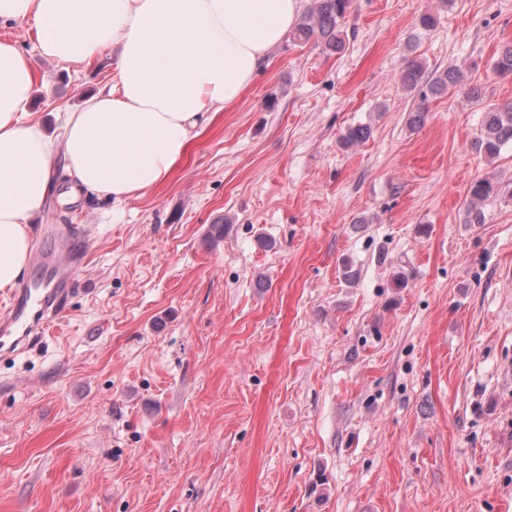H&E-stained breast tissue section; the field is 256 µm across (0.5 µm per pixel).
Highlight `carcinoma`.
<instances>
[{
    "label": "carcinoma",
    "mask_w": 512,
    "mask_h": 512,
    "mask_svg": "<svg viewBox=\"0 0 512 512\" xmlns=\"http://www.w3.org/2000/svg\"><path fill=\"white\" fill-rule=\"evenodd\" d=\"M315 8L302 14L293 28L291 39L300 44L323 43L332 51L339 52L344 47L341 22L350 6V0H314ZM495 74L512 75V44L501 48L494 60ZM425 70L418 62L407 65L400 76L404 88L413 90L424 81ZM459 71L450 66L428 81L432 94L441 95L460 86ZM372 134L368 125L351 126L340 138L344 147L367 141ZM512 146V103L494 111L487 112L484 128L480 136L473 142L474 149L490 158L499 157L503 148ZM503 193V187L494 178L486 176L473 181L468 189V207L473 223L482 220L481 206L488 200Z\"/></svg>",
    "instance_id": "1"
}]
</instances>
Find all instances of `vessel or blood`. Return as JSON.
Returning a JSON list of instances; mask_svg holds the SVG:
<instances>
[{
  "label": "vessel or blood",
  "instance_id": "1",
  "mask_svg": "<svg viewBox=\"0 0 512 512\" xmlns=\"http://www.w3.org/2000/svg\"><path fill=\"white\" fill-rule=\"evenodd\" d=\"M69 263L50 258L38 280L16 289L0 319V348L23 351L39 344L44 329L62 312L70 294Z\"/></svg>",
  "mask_w": 512,
  "mask_h": 512
}]
</instances>
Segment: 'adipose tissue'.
<instances>
[{"label":"adipose tissue","mask_w":512,"mask_h":512,"mask_svg":"<svg viewBox=\"0 0 512 512\" xmlns=\"http://www.w3.org/2000/svg\"><path fill=\"white\" fill-rule=\"evenodd\" d=\"M302 0H0V22H36L42 57L112 59V84L65 111L54 140L29 105L45 78L0 40V292L16 287L32 220L64 164L73 190L114 202L161 184L200 129L234 105L296 23Z\"/></svg>","instance_id":"ef3b65f1"}]
</instances>
